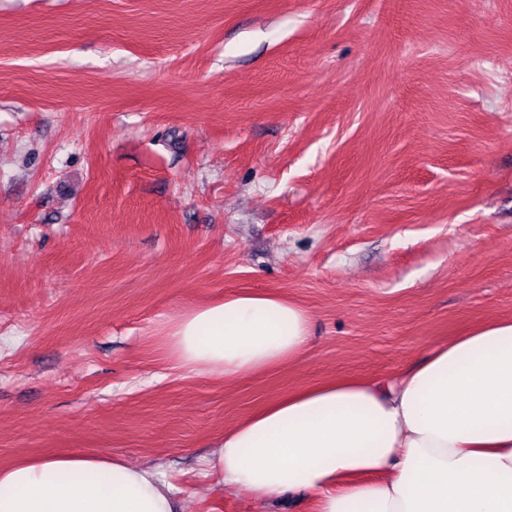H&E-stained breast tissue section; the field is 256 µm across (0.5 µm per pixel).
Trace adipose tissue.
<instances>
[{"mask_svg":"<svg viewBox=\"0 0 512 512\" xmlns=\"http://www.w3.org/2000/svg\"><path fill=\"white\" fill-rule=\"evenodd\" d=\"M309 313L238 291L184 310L160 345L174 370L231 382L300 363ZM211 489L259 500L303 489L314 512H512V318L435 345L379 378L303 385L225 431L204 459ZM0 512H182L154 466L56 453L0 467Z\"/></svg>","mask_w":512,"mask_h":512,"instance_id":"ef3b65f1","label":"adipose tissue"}]
</instances>
